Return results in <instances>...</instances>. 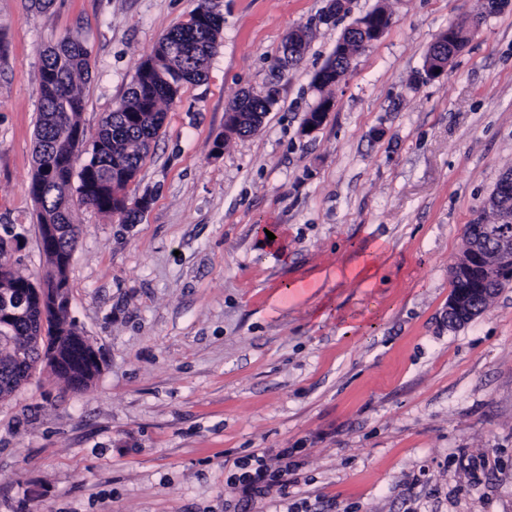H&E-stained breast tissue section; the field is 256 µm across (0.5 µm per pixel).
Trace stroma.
Listing matches in <instances>:
<instances>
[{
  "mask_svg": "<svg viewBox=\"0 0 512 512\" xmlns=\"http://www.w3.org/2000/svg\"><path fill=\"white\" fill-rule=\"evenodd\" d=\"M203 1L223 20L206 75L166 104L127 188L150 207L134 224L75 209L69 316L103 364L88 391L44 365L0 401V512H512V283L448 324L449 267L512 169V5L422 82L476 0H347L327 23L330 0H0V226L26 229L17 269L46 266L28 193L41 51L84 39L91 138ZM377 7L389 29L303 133L315 74ZM294 31L305 52L279 68ZM270 83L258 131L225 136L226 107ZM368 253L377 277H348ZM285 448L300 451L287 496L246 504L227 486L228 465Z\"/></svg>",
  "mask_w": 512,
  "mask_h": 512,
  "instance_id": "stroma-1",
  "label": "stroma"
}]
</instances>
